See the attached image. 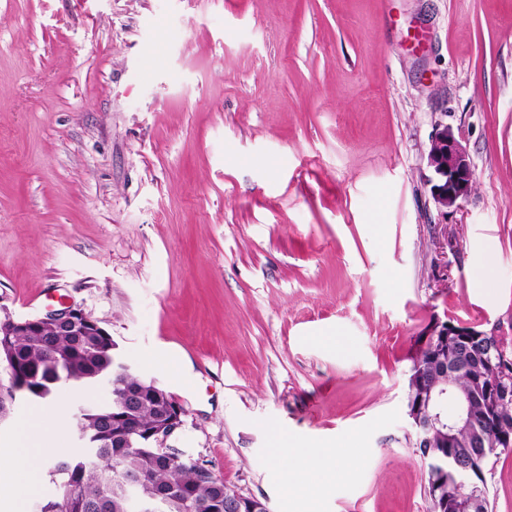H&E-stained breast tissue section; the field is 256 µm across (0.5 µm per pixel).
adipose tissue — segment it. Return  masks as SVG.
<instances>
[{
    "instance_id": "obj_1",
    "label": "adipose tissue",
    "mask_w": 512,
    "mask_h": 512,
    "mask_svg": "<svg viewBox=\"0 0 512 512\" xmlns=\"http://www.w3.org/2000/svg\"><path fill=\"white\" fill-rule=\"evenodd\" d=\"M57 422L55 413L39 407L20 423L9 445L0 448V493L13 496V512H23L22 501L14 497L18 482L26 481L32 492L41 481V464L52 453L48 436ZM289 454L294 464L284 479L286 492L296 498L298 512H321V489L345 476L350 464L335 443L293 448Z\"/></svg>"
}]
</instances>
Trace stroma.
Segmentation results:
<instances>
[{"mask_svg":"<svg viewBox=\"0 0 512 512\" xmlns=\"http://www.w3.org/2000/svg\"><path fill=\"white\" fill-rule=\"evenodd\" d=\"M443 125L474 171L449 210ZM65 303L267 512L297 508L278 440L355 449L323 512H428L419 336L512 345V0H0V316ZM57 394L62 458L107 392ZM432 176L430 185L434 201L441 207L457 208L465 200L473 184V168L462 141L443 126L432 137L427 155Z\"/></svg>","mask_w":512,"mask_h":512,"instance_id":"35a3bbf8","label":"stroma"}]
</instances>
